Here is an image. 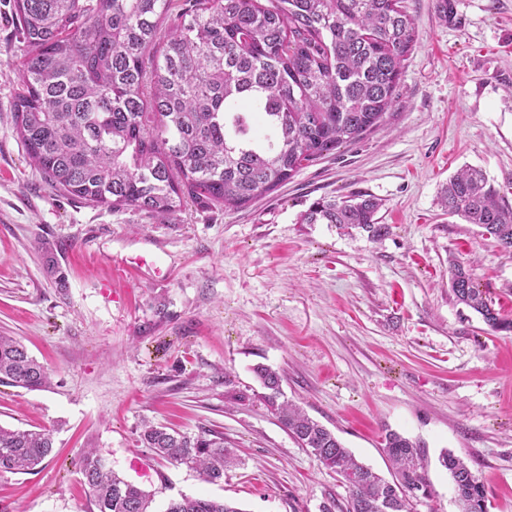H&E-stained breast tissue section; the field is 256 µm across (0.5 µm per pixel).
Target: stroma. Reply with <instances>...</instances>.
Segmentation results:
<instances>
[{"mask_svg":"<svg viewBox=\"0 0 512 512\" xmlns=\"http://www.w3.org/2000/svg\"><path fill=\"white\" fill-rule=\"evenodd\" d=\"M419 41L381 125L249 207L194 204L158 223L52 188L14 126L24 50L0 0V334L51 373L0 384V425L50 430L55 453L0 472V512H94L75 461L93 448L151 491L243 512L344 507L341 478L301 448L260 399L252 368L278 371L286 398L387 474L382 437L418 442L432 495L413 512H458L441 467L450 450L483 483L488 512H512V334L456 303L449 254L512 318V252L444 213L464 166L512 200V0H406ZM381 200L380 240L299 218L316 200ZM54 249L57 277L41 244ZM223 433L238 463L218 484L142 447L144 424Z\"/></svg>","mask_w":512,"mask_h":512,"instance_id":"1","label":"stroma"}]
</instances>
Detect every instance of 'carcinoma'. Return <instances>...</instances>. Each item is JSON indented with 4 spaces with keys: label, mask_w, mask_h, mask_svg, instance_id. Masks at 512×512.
Segmentation results:
<instances>
[{
    "label": "carcinoma",
    "mask_w": 512,
    "mask_h": 512,
    "mask_svg": "<svg viewBox=\"0 0 512 512\" xmlns=\"http://www.w3.org/2000/svg\"><path fill=\"white\" fill-rule=\"evenodd\" d=\"M26 54L15 69L14 125L52 187L93 206L144 211L164 222L187 202L247 207L322 156L359 142L397 97L419 36L405 0H13ZM441 207L512 252V204L484 173L465 167L444 185ZM381 203L369 195L321 198L303 224H334L378 239ZM456 301L494 332L512 319L475 285L471 261L448 258ZM264 404L349 491L346 512H412L431 496L421 446L383 438L388 481L357 461L332 431L280 400L281 375L258 365ZM0 382L50 387L43 365L0 335ZM140 442L207 483L232 458L224 436L147 426ZM54 452L47 429L0 426V471L25 473ZM459 512H487L483 483L450 451ZM96 512H154L153 496L90 449L77 462ZM163 512H244L183 496Z\"/></svg>",
    "instance_id": "1"
}]
</instances>
